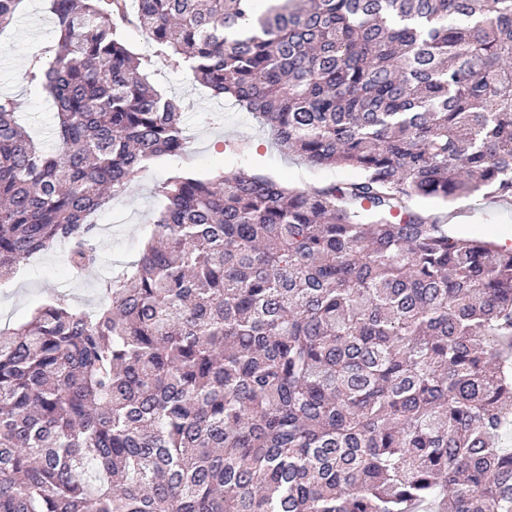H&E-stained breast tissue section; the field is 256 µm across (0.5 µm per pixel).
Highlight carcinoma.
Instances as JSON below:
<instances>
[{"label":"carcinoma","instance_id":"carcinoma-1","mask_svg":"<svg viewBox=\"0 0 512 512\" xmlns=\"http://www.w3.org/2000/svg\"><path fill=\"white\" fill-rule=\"evenodd\" d=\"M48 2L51 146L0 96V280L94 266L93 216L186 151L132 21L360 176L177 174L107 304L0 329V512H512V246L412 205L512 201V0Z\"/></svg>","mask_w":512,"mask_h":512}]
</instances>
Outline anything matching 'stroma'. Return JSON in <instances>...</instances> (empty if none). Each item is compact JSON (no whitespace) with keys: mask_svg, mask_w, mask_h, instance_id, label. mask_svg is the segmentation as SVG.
<instances>
[{"mask_svg":"<svg viewBox=\"0 0 512 512\" xmlns=\"http://www.w3.org/2000/svg\"><path fill=\"white\" fill-rule=\"evenodd\" d=\"M52 35L47 0H23L14 24L0 32V94L15 100L21 118L45 143L51 140V102L41 87L21 82L20 75ZM124 37L133 51L149 59L154 86L182 102L186 152L150 165L132 190L113 198L96 217L98 230L91 244L99 261L94 268L82 272L68 268L59 247L31 258L0 282L2 330L24 322L60 293L78 309L104 302L103 280L140 258L163 204V188L174 173L211 178L243 167L282 179L291 187L322 186L357 175L356 170L345 167H314L299 156L284 153L270 129L252 113L232 100L213 97L208 89L154 59L153 45L140 28L127 27ZM242 135L250 138L251 150L242 156L227 154L225 141ZM453 208L463 217L462 223L451 227L456 236L479 231L500 242L512 240V202L470 196L456 201Z\"/></svg>","mask_w":512,"mask_h":512,"instance_id":"obj_1","label":"stroma"}]
</instances>
